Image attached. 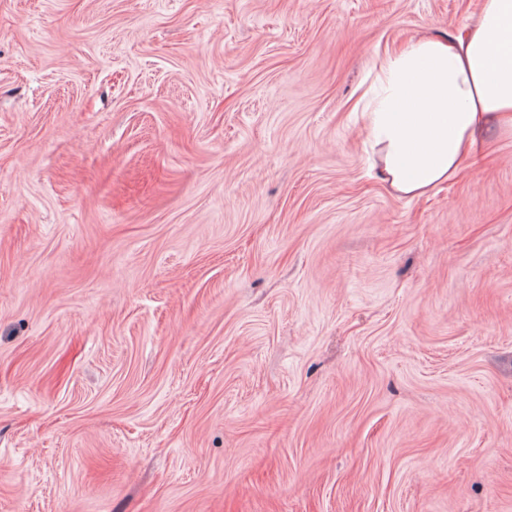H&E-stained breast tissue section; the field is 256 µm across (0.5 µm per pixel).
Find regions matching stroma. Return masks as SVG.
<instances>
[{"label": "stroma", "mask_w": 512, "mask_h": 512, "mask_svg": "<svg viewBox=\"0 0 512 512\" xmlns=\"http://www.w3.org/2000/svg\"><path fill=\"white\" fill-rule=\"evenodd\" d=\"M480 4L0 0V512H512V136L354 109Z\"/></svg>", "instance_id": "1"}]
</instances>
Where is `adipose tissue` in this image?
<instances>
[{
  "instance_id": "adipose-tissue-1",
  "label": "adipose tissue",
  "mask_w": 512,
  "mask_h": 512,
  "mask_svg": "<svg viewBox=\"0 0 512 512\" xmlns=\"http://www.w3.org/2000/svg\"><path fill=\"white\" fill-rule=\"evenodd\" d=\"M465 28L376 61V100L363 118L380 177L398 195L454 178L490 126L512 130V0H482Z\"/></svg>"
}]
</instances>
